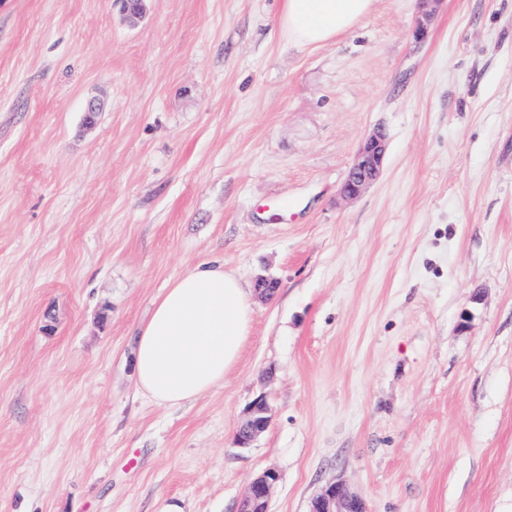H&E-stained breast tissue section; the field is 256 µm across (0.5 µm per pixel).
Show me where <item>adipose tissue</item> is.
<instances>
[{
  "instance_id": "adipose-tissue-1",
  "label": "adipose tissue",
  "mask_w": 512,
  "mask_h": 512,
  "mask_svg": "<svg viewBox=\"0 0 512 512\" xmlns=\"http://www.w3.org/2000/svg\"><path fill=\"white\" fill-rule=\"evenodd\" d=\"M376 0H283L281 34L298 46L321 45L355 29ZM250 292L222 264L202 262L154 302L133 346L137 388L165 408L192 402L236 365L250 336Z\"/></svg>"
}]
</instances>
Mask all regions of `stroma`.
Returning <instances> with one entry per match:
<instances>
[{
  "label": "stroma",
  "mask_w": 512,
  "mask_h": 512,
  "mask_svg": "<svg viewBox=\"0 0 512 512\" xmlns=\"http://www.w3.org/2000/svg\"><path fill=\"white\" fill-rule=\"evenodd\" d=\"M281 6L0 0V512H238L269 469V512L332 481L512 512V0H442L421 43L377 0L311 47ZM214 259L275 291L223 384L159 407L134 335ZM387 151L385 135L372 132L363 142L357 156L344 179L340 194L345 199L357 198L375 182L383 169ZM267 405L264 400L254 403L249 418L242 424L239 430L238 442L243 447H248L269 425V418L266 416Z\"/></svg>",
  "instance_id": "stroma-1"
}]
</instances>
